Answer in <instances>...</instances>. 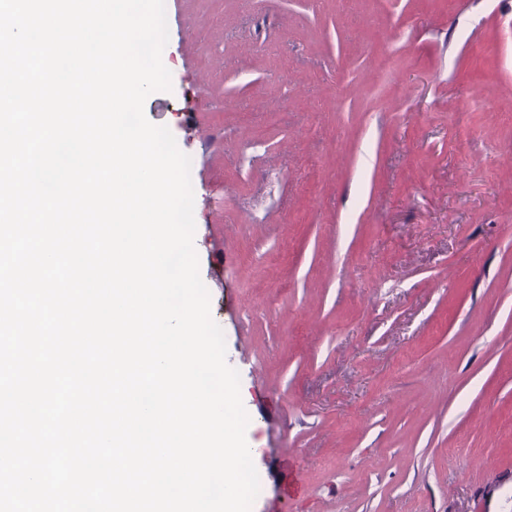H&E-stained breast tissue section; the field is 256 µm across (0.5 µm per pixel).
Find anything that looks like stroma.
I'll return each mask as SVG.
<instances>
[{
	"mask_svg": "<svg viewBox=\"0 0 512 512\" xmlns=\"http://www.w3.org/2000/svg\"><path fill=\"white\" fill-rule=\"evenodd\" d=\"M251 512H512V0H166Z\"/></svg>",
	"mask_w": 512,
	"mask_h": 512,
	"instance_id": "stroma-1",
	"label": "stroma"
}]
</instances>
